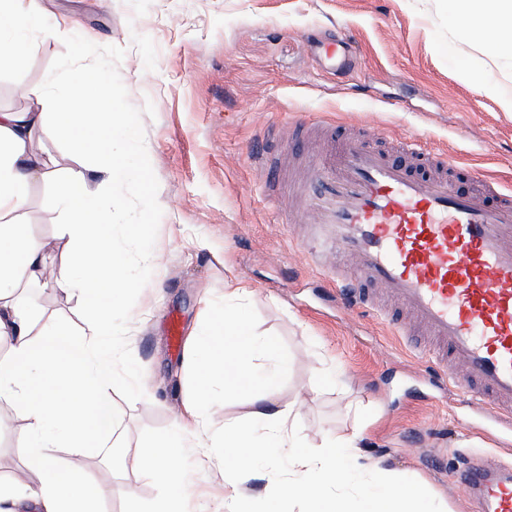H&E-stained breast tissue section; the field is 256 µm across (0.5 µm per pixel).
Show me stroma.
<instances>
[{
	"mask_svg": "<svg viewBox=\"0 0 512 512\" xmlns=\"http://www.w3.org/2000/svg\"><path fill=\"white\" fill-rule=\"evenodd\" d=\"M50 29L25 62L0 64V109L54 111L53 101L15 100L18 87L43 84L63 39L80 35L125 55L118 70L130 102H152L142 118L163 211L150 282L131 314L128 344L144 370L145 396L113 394L119 445L96 456L69 448L55 454L104 490L101 512H156L169 495L129 455L172 435L195 389L194 362L224 310V282L236 277L253 296L245 306L256 339L272 341L285 367L273 378L279 398L303 399L299 435L323 444L363 430L360 461L417 481L433 503L467 512L453 492L458 469L496 453L512 462V432L472 410L457 388L416 363L412 346L385 324L344 308L328 278L277 222L278 205L253 170L250 149L297 119L343 121L393 145L415 136L473 171L512 182V60L461 44L448 26V0H38ZM347 31L357 50L347 74H331L304 47ZM495 80L500 97L478 92L466 72ZM52 187L28 190L25 220L45 246L47 265L68 256L63 216ZM36 327L90 337L93 315L49 281L29 284ZM180 345H173L170 321ZM211 388L214 429L249 419L253 393ZM28 438L21 409L0 411V482L26 470ZM197 437L182 451L193 493L181 512H225L224 464L200 466ZM290 464L261 459L238 485L252 504L286 512Z\"/></svg>",
	"mask_w": 512,
	"mask_h": 512,
	"instance_id": "obj_1",
	"label": "stroma"
}]
</instances>
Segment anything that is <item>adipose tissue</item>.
Masks as SVG:
<instances>
[{"mask_svg":"<svg viewBox=\"0 0 512 512\" xmlns=\"http://www.w3.org/2000/svg\"><path fill=\"white\" fill-rule=\"evenodd\" d=\"M477 7L489 14V25L472 27L469 13L462 11L453 15V24L484 41L493 59L511 60L512 41L507 34L512 31V0H479ZM37 12L36 0H0V45L8 49L9 64L21 65L27 44L43 34V27L34 23ZM103 81L101 74L70 69L63 84L49 82L26 91L36 101L56 99L58 111L0 110V337L12 339L9 355L0 357V400L25 412L29 421L25 458L42 476L38 491L27 498L14 484L0 483V504L18 508L29 501L36 512H100V492L87 473L59 463L53 451L71 448L92 453L108 447L117 424L111 401L117 376L115 351L102 340L78 339L59 328L33 335L29 305L11 294L12 289L48 277L93 308L105 324L116 306L117 290L130 285L125 266L112 249L116 226L111 203L88 193L83 173L59 175L33 149L34 136L41 133L82 154L108 152L115 129L132 131L131 116L114 112L111 101L98 95ZM48 181L57 184L53 205L65 217L61 230L71 244L67 261L51 273L43 263L41 242L24 220L29 186ZM250 293L240 279L225 281L228 305L220 359L199 368L204 377L223 373L228 389L249 386L256 350H274L271 342L258 348L248 340L250 329L239 302ZM297 408V402L282 401L274 390H267L256 399L249 421L225 425L226 461L245 471L266 448L279 449L292 462L287 491L303 499L305 512H420L424 489L389 472L362 474L368 486L380 485V492L358 490L356 478L361 473L341 461L343 455L355 454L358 434L337 437L317 453L306 449L292 423ZM130 463L172 487L160 512H180L188 485L175 439L159 441Z\"/></svg>","mask_w":512,"mask_h":512,"instance_id":"adipose-tissue-1","label":"adipose tissue"}]
</instances>
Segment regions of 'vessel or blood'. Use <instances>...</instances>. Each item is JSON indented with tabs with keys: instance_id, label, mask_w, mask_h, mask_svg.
I'll list each match as a JSON object with an SVG mask.
<instances>
[{
	"instance_id": "b4317fda",
	"label": "vessel or blood",
	"mask_w": 512,
	"mask_h": 512,
	"mask_svg": "<svg viewBox=\"0 0 512 512\" xmlns=\"http://www.w3.org/2000/svg\"><path fill=\"white\" fill-rule=\"evenodd\" d=\"M312 49L336 72L351 70L348 41ZM308 130L295 123L292 138L251 153L283 226L299 227L300 251L335 277L345 302L381 322L389 315L372 288H385L409 315L397 332H423L436 374L512 428V191L489 175L461 191L447 154L413 138L393 155L328 122L311 151ZM456 484L472 512H512L511 467L476 458Z\"/></svg>"
}]
</instances>
